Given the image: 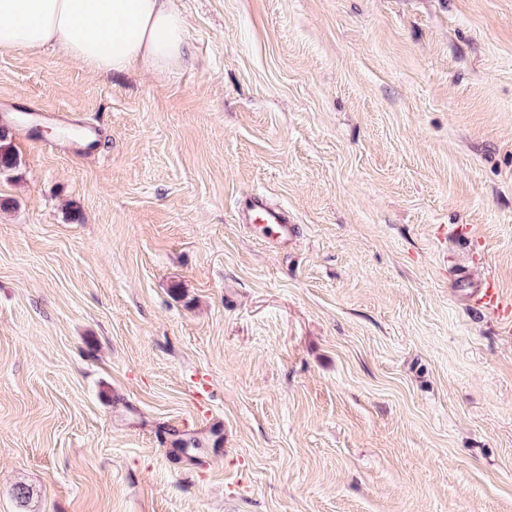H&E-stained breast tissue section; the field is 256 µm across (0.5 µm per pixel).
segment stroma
Instances as JSON below:
<instances>
[{
	"mask_svg": "<svg viewBox=\"0 0 512 512\" xmlns=\"http://www.w3.org/2000/svg\"><path fill=\"white\" fill-rule=\"evenodd\" d=\"M171 6L0 48V512H512V0ZM49 43L95 72L163 69L183 54L185 22L170 0H0L2 49ZM239 220L242 224H263L267 228L268 240H288L295 232L293 219L288 211L273 203L262 194H252L239 205ZM474 307L499 315L506 331L511 333L512 301L504 299L494 279L488 278L483 288L476 290Z\"/></svg>",
	"mask_w": 512,
	"mask_h": 512,
	"instance_id": "obj_1",
	"label": "stroma"
}]
</instances>
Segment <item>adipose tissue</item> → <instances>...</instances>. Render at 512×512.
Returning <instances> with one entry per match:
<instances>
[{
    "instance_id": "1",
    "label": "adipose tissue",
    "mask_w": 512,
    "mask_h": 512,
    "mask_svg": "<svg viewBox=\"0 0 512 512\" xmlns=\"http://www.w3.org/2000/svg\"><path fill=\"white\" fill-rule=\"evenodd\" d=\"M56 43L97 72L180 59L185 22L170 0H0V47Z\"/></svg>"
}]
</instances>
